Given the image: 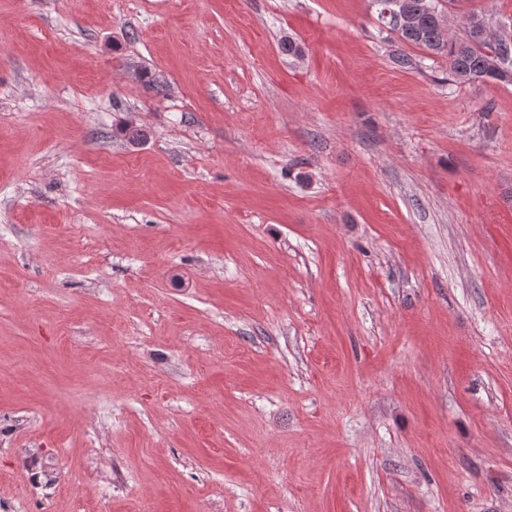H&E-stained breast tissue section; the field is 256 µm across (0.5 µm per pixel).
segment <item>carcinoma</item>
Segmentation results:
<instances>
[{
    "label": "carcinoma",
    "mask_w": 512,
    "mask_h": 512,
    "mask_svg": "<svg viewBox=\"0 0 512 512\" xmlns=\"http://www.w3.org/2000/svg\"><path fill=\"white\" fill-rule=\"evenodd\" d=\"M392 0H371L376 6L377 19L407 43L433 55L448 56V73L451 81L466 85L476 82L512 84V58L502 61L500 49L512 43V31L500 29L492 36H480L473 25L467 27L465 36L452 38L445 26L434 17L438 0H400L402 10L414 19L412 24H398L385 19L383 14Z\"/></svg>",
    "instance_id": "obj_1"
}]
</instances>
